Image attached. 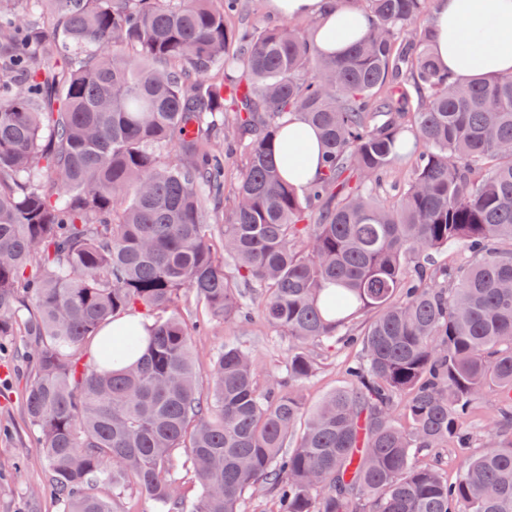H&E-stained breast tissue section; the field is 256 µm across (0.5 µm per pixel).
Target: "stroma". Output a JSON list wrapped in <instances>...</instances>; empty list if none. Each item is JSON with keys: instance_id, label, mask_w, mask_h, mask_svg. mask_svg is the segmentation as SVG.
Returning <instances> with one entry per match:
<instances>
[{"instance_id": "35a3bbf8", "label": "stroma", "mask_w": 512, "mask_h": 512, "mask_svg": "<svg viewBox=\"0 0 512 512\" xmlns=\"http://www.w3.org/2000/svg\"><path fill=\"white\" fill-rule=\"evenodd\" d=\"M248 302L250 322H215L194 335L192 349L200 381H207L208 370L228 339L254 355L260 389L285 379L289 341L266 322L259 296H250ZM29 343L26 336L0 338V512H60L54 498L44 491L47 468L37 445L38 433L24 408L30 379L24 355ZM358 352V347L343 343L313 347L316 371L298 392L306 410H313L326 395L346 385L345 367Z\"/></svg>"}]
</instances>
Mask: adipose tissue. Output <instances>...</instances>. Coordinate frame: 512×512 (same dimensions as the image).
<instances>
[{"mask_svg": "<svg viewBox=\"0 0 512 512\" xmlns=\"http://www.w3.org/2000/svg\"><path fill=\"white\" fill-rule=\"evenodd\" d=\"M270 11L293 19L317 20L316 47L339 54L367 27L355 0H268ZM433 50L453 81H487L512 73V0H434ZM279 157L289 177L314 181L320 174L323 143L318 131L288 119Z\"/></svg>", "mask_w": 512, "mask_h": 512, "instance_id": "ef3b65f1", "label": "adipose tissue"}]
</instances>
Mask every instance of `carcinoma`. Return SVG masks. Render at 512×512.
Returning <instances> with one entry per match:
<instances>
[{"instance_id":"obj_1","label":"carcinoma","mask_w":512,"mask_h":512,"mask_svg":"<svg viewBox=\"0 0 512 512\" xmlns=\"http://www.w3.org/2000/svg\"><path fill=\"white\" fill-rule=\"evenodd\" d=\"M17 2L0 0V337H33L25 413L61 512H114L127 487L160 512H241L256 486L277 512H512V74L449 81L429 0H368L340 55L290 24L228 27L237 0ZM290 115L325 148L303 187L276 159ZM232 147L234 207L210 223ZM450 246L455 269L420 262ZM228 263L291 340L276 388L234 342L199 384L178 307L247 319ZM128 312L147 335H102ZM360 317L350 383L305 412L309 347ZM491 388L499 419L450 482L420 454L471 447L463 416ZM413 171L412 159H407L396 165L387 173L381 187L377 190V198L385 203L392 202L403 185L411 180Z\"/></svg>"}]
</instances>
